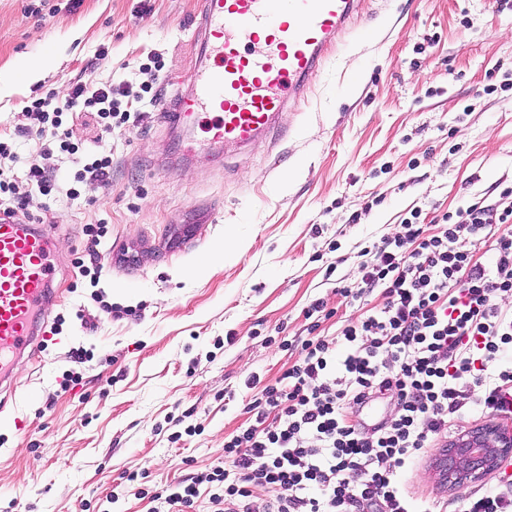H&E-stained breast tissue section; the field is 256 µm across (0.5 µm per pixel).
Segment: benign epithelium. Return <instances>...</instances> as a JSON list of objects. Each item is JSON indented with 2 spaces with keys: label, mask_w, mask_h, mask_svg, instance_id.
I'll return each instance as SVG.
<instances>
[{
  "label": "benign epithelium",
  "mask_w": 512,
  "mask_h": 512,
  "mask_svg": "<svg viewBox=\"0 0 512 512\" xmlns=\"http://www.w3.org/2000/svg\"><path fill=\"white\" fill-rule=\"evenodd\" d=\"M512 458V430L485 424L438 451L436 469L443 486L455 490Z\"/></svg>",
  "instance_id": "obj_1"
}]
</instances>
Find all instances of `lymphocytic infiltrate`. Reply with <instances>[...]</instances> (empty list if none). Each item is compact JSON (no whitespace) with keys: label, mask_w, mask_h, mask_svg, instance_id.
Instances as JSON below:
<instances>
[{"label":"lymphocytic infiltrate","mask_w":512,"mask_h":512,"mask_svg":"<svg viewBox=\"0 0 512 512\" xmlns=\"http://www.w3.org/2000/svg\"><path fill=\"white\" fill-rule=\"evenodd\" d=\"M124 96L89 80L32 99L42 146L28 160L29 184L46 197L75 195L87 180L109 185L111 152L81 153L63 116L88 113L108 134L130 118ZM55 147L84 156L74 187L47 169ZM419 216L412 210L364 248L359 280L338 289L350 304L379 292L380 304L335 337L303 340L275 382L247 379L251 423L224 440V462L208 477L210 512H253L255 486L271 494L265 512H411L405 475L457 418L512 417V185L444 213L437 234ZM390 396L394 416L362 430L356 413Z\"/></svg>","instance_id":"lymphocytic-infiltrate-1"}]
</instances>
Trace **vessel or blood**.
<instances>
[{
    "label": "vessel or blood",
    "mask_w": 512,
    "mask_h": 512,
    "mask_svg": "<svg viewBox=\"0 0 512 512\" xmlns=\"http://www.w3.org/2000/svg\"><path fill=\"white\" fill-rule=\"evenodd\" d=\"M365 0H202L195 18L201 59L189 95L164 103L158 117L181 125L193 113L212 119L214 146L239 149L280 132L279 115L304 103L330 46L340 44ZM49 236L0 214V392L15 358L37 333L52 267Z\"/></svg>",
    "instance_id": "1"
}]
</instances>
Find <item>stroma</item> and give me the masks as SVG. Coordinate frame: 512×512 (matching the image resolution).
<instances>
[{"instance_id": "obj_1", "label": "stroma", "mask_w": 512, "mask_h": 512, "mask_svg": "<svg viewBox=\"0 0 512 512\" xmlns=\"http://www.w3.org/2000/svg\"><path fill=\"white\" fill-rule=\"evenodd\" d=\"M200 0H0V162L53 243L51 298L0 412V512H159L153 493L204 484L224 439L248 427L245 379L275 380L310 333L334 337L362 309L338 282L358 278L359 251L421 209L443 213L512 183V8L498 0H366L331 48L309 100L272 136L220 158L173 161L184 144L156 110L100 136L74 114L84 151H112L108 187L49 198L25 181L37 147L27 102L93 78L170 99L187 91ZM109 55L96 60L100 45ZM47 60L35 82L14 80ZM105 224L111 252L91 286L76 260L85 227ZM335 273H328L330 262ZM127 308L112 317L91 298ZM335 314L312 324L309 305ZM84 347L92 359L76 362ZM78 385L65 389L67 374ZM23 421V431L9 427ZM201 424L193 436L183 430ZM435 449L406 479L447 508L496 486L489 473L449 492ZM141 485L124 481L131 473Z\"/></svg>"}]
</instances>
